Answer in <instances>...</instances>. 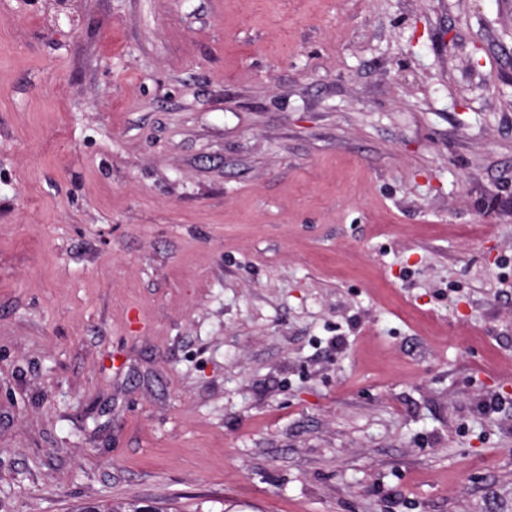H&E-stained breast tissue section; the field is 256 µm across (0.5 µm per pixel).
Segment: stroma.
<instances>
[{"label":"stroma","mask_w":512,"mask_h":512,"mask_svg":"<svg viewBox=\"0 0 512 512\" xmlns=\"http://www.w3.org/2000/svg\"><path fill=\"white\" fill-rule=\"evenodd\" d=\"M69 2L0 0V512H512V0ZM170 504H161L156 507H152L147 504H141L140 502H130L123 505H108L103 504L100 501L90 503H80L74 506L75 512H143L144 509H150V512H167L172 509Z\"/></svg>","instance_id":"obj_1"}]
</instances>
